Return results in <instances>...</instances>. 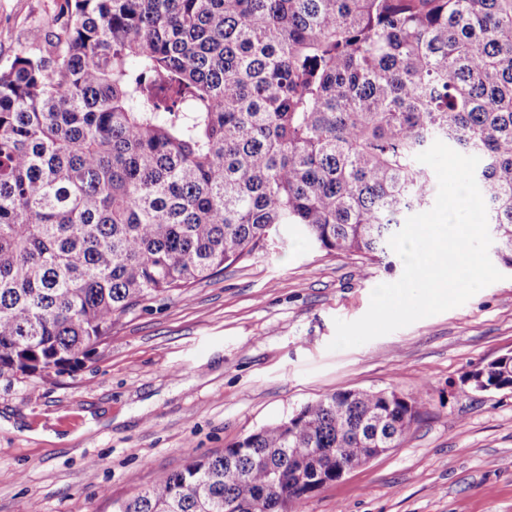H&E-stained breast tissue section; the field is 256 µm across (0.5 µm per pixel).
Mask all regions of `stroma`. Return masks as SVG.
<instances>
[{"label":"stroma","instance_id":"stroma-1","mask_svg":"<svg viewBox=\"0 0 512 512\" xmlns=\"http://www.w3.org/2000/svg\"><path fill=\"white\" fill-rule=\"evenodd\" d=\"M64 0H0V69L32 31L58 32ZM397 254L371 263L290 231L259 253L147 302L73 372L0 375V512H114L180 469L336 391L423 395L401 444L327 484L304 512H512V392L473 390L512 350V278L363 345L329 350Z\"/></svg>","mask_w":512,"mask_h":512}]
</instances>
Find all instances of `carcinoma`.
<instances>
[{"label":"carcinoma","instance_id":"1","mask_svg":"<svg viewBox=\"0 0 512 512\" xmlns=\"http://www.w3.org/2000/svg\"><path fill=\"white\" fill-rule=\"evenodd\" d=\"M0 69V374L73 371L145 303L295 228L374 261L433 187L440 140L512 269V0H65ZM512 391V355L474 368ZM420 396L324 395L119 504L300 512L395 448Z\"/></svg>","mask_w":512,"mask_h":512}]
</instances>
